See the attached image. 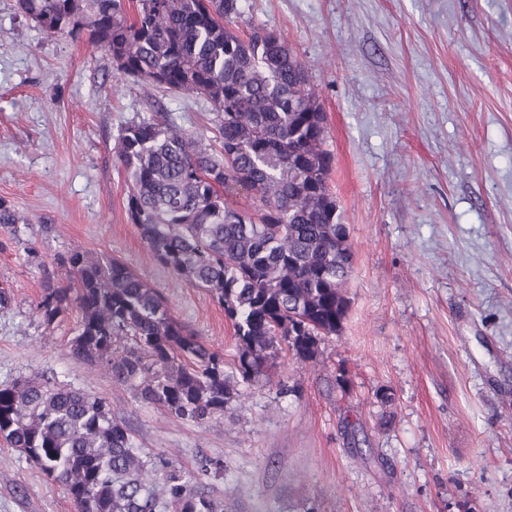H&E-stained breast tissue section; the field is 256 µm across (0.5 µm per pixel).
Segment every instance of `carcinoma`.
<instances>
[{
	"label": "carcinoma",
	"mask_w": 512,
	"mask_h": 512,
	"mask_svg": "<svg viewBox=\"0 0 512 512\" xmlns=\"http://www.w3.org/2000/svg\"><path fill=\"white\" fill-rule=\"evenodd\" d=\"M46 35L78 37L112 57L145 90L206 98L220 150L165 115L121 129L131 223L156 260L224 308L232 362L171 313L165 297L119 258L80 248L57 259L38 315L50 326L78 310L74 356L107 372L140 402L181 421L220 425L236 384L268 376L281 344L302 362L342 329L353 256L328 186L325 113L280 33L233 28L238 0H18ZM246 191L252 210L225 195ZM19 218L0 200L15 243ZM0 439L61 485L77 512H224L199 476L147 452L106 398L27 379L0 388Z\"/></svg>",
	"instance_id": "obj_1"
}]
</instances>
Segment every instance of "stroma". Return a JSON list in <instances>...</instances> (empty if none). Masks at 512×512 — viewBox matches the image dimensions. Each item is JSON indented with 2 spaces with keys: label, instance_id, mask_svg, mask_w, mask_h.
Masks as SVG:
<instances>
[{
  "label": "stroma",
  "instance_id": "stroma-1",
  "mask_svg": "<svg viewBox=\"0 0 512 512\" xmlns=\"http://www.w3.org/2000/svg\"><path fill=\"white\" fill-rule=\"evenodd\" d=\"M240 33L280 32L327 115L329 187L354 251L350 308L315 360L281 352L218 426L135 401L77 361L76 314L37 313L57 257L124 260L232 361L233 329L126 211L121 128L153 112L215 140L199 96L143 94L111 56L47 36L0 0V387L42 378L115 403L147 450L197 469L224 512H512V0H239ZM345 376L338 386L337 376ZM0 512H76L0 444Z\"/></svg>",
  "mask_w": 512,
  "mask_h": 512
}]
</instances>
